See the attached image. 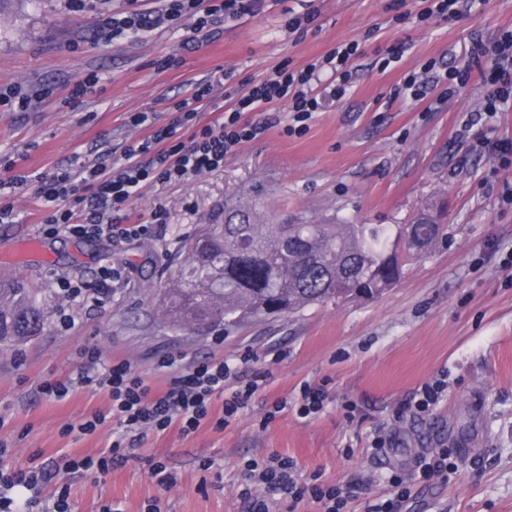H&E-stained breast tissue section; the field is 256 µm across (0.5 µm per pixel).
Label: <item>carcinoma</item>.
<instances>
[{"label":"carcinoma","mask_w":512,"mask_h":512,"mask_svg":"<svg viewBox=\"0 0 512 512\" xmlns=\"http://www.w3.org/2000/svg\"><path fill=\"white\" fill-rule=\"evenodd\" d=\"M410 223L431 237L439 218L421 212ZM405 224L265 222L256 207L225 205L210 224L181 240L185 254L172 287L160 299L176 333L204 334L248 319L293 314L336 301V293L396 287L406 266L425 257ZM40 291L0 277V345L27 341L46 324Z\"/></svg>","instance_id":"obj_1"}]
</instances>
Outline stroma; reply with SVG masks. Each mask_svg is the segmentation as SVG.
I'll list each match as a JSON object with an SVG mask.
<instances>
[{"label":"stroma","mask_w":512,"mask_h":512,"mask_svg":"<svg viewBox=\"0 0 512 512\" xmlns=\"http://www.w3.org/2000/svg\"><path fill=\"white\" fill-rule=\"evenodd\" d=\"M126 8V0H98L92 12L74 10L69 0H0V85L35 97L28 111H0V178L29 177L23 189L0 191L15 212L14 223L0 224V253L7 255L0 272L42 289L48 316L39 336L0 351L6 463L26 469L108 448L115 421L80 438L63 432L92 413H108L107 393L50 401L38 390L43 379L89 368L84 349H98L106 362H130L155 385L167 375L163 357L187 364L214 355L243 377L267 378L229 425L210 421L188 436L174 428L148 433L136 460L105 472L59 474L44 496L68 486L71 512H101L111 501L122 512H149L158 499L169 512H245L244 471L277 453L293 461L299 481L349 488L345 512H370L386 499L392 476L412 473L419 457L444 448L448 482L415 488L406 512H512V204L501 197L512 184V163L489 149L512 139V105L491 122L474 121L487 93L476 76L438 105L433 99L442 87L424 100L400 91L405 76L428 61L456 65L472 37L512 29V0H485L460 18L425 21L422 0H257L251 13L225 21L217 37L192 52L182 47L185 31L166 28L115 44L97 41L96 11ZM311 8L314 22L304 32L288 31L289 20ZM340 42L358 45L353 85L314 113L304 135L286 136L279 125L243 144L219 171L142 189L136 214H167L158 237L113 246L61 235L43 239L44 256L20 251L39 234L45 211L36 176L98 157L118 162L136 135L129 113L166 121L192 82L220 70L223 89L199 108L201 122L215 121L248 84L284 65L304 67ZM400 45L401 60L386 64ZM167 57L174 66L158 69ZM89 73L99 77L95 89L68 105L74 82ZM241 200L292 222L404 224L424 209H442L448 229L442 244L376 300L311 305L206 336L172 333L155 298L184 259L179 240ZM111 261L126 266L128 284L82 312L73 329H62L57 275L90 280ZM443 374L448 389L440 405L398 419L415 390ZM306 383L326 385L330 398L305 418L296 402ZM280 399L288 408L265 422ZM378 436L387 439L379 453L371 446ZM210 459L216 467H207ZM157 462L176 485L150 477Z\"/></svg>","instance_id":"stroma-1"}]
</instances>
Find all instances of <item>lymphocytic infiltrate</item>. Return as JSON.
Masks as SVG:
<instances>
[{
  "instance_id": "1",
  "label": "lymphocytic infiltrate",
  "mask_w": 512,
  "mask_h": 512,
  "mask_svg": "<svg viewBox=\"0 0 512 512\" xmlns=\"http://www.w3.org/2000/svg\"><path fill=\"white\" fill-rule=\"evenodd\" d=\"M129 10L99 13L96 32L107 43L136 37L159 26L190 30L188 46L213 39L225 18L241 16L252 9V0H159L155 9L139 8V0H130ZM357 51L356 44H337L327 54L301 69L285 66L268 78L253 84L238 96L232 107L217 121L203 124L197 119L200 103L214 100L224 86V76L214 73L192 83L188 97L175 102L166 123H156L152 113H131L128 124L138 129L137 137L126 141L121 162L108 166L88 162L79 170L56 168L39 174L37 195L46 206L41 232L48 237L66 235L95 238L112 245L156 237L166 222L162 209H155L149 220H132L130 209L140 190L154 182H188L223 168L224 160L242 144L253 141L272 127V119L252 120L251 115L266 106L283 102L291 114L284 132L300 136L314 113L322 111L327 101L342 99L351 86L348 64ZM463 68L447 63L428 62L423 76L409 75L403 83L411 97L424 98L429 85L442 84L448 93L465 86L472 71H479L488 89L483 114L493 118L500 107L512 102V30L486 41L475 38L466 53ZM329 73L322 82L321 73ZM127 270L122 263L110 262L96 271L93 280L70 274L59 276L57 286L67 302L82 309L103 305L113 287L125 283ZM91 368L68 379L40 382V393L62 400L78 390L106 392L111 401L113 419L119 430L112 446L97 457L66 460L71 470H109L125 465L135 457V445L150 432L178 426L182 435L195 433L209 419L228 425L247 408L251 399L264 388L262 376L230 388L238 374L223 358L211 356L182 365L169 356L161 366L168 373L164 387L150 385L135 373L126 361L100 365L97 349L85 350ZM221 406V417H214V406ZM291 460L270 455L262 467L248 471L249 490L242 499L248 512H270L272 504L287 502L290 512L311 501L322 512H340L344 506L341 488H323L298 482ZM45 473L41 470H12L0 465V512H22L25 503L39 497Z\"/></svg>"
}]
</instances>
